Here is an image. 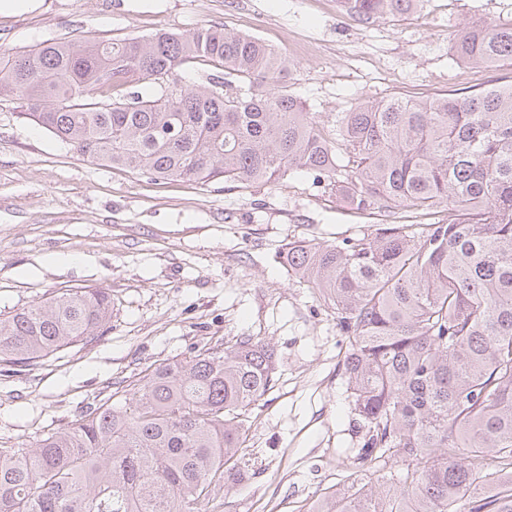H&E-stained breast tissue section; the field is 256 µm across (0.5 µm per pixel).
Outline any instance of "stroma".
<instances>
[{
    "label": "stroma",
    "mask_w": 512,
    "mask_h": 512,
    "mask_svg": "<svg viewBox=\"0 0 512 512\" xmlns=\"http://www.w3.org/2000/svg\"><path fill=\"white\" fill-rule=\"evenodd\" d=\"M489 18L512 19V0H425L367 25L336 0H42L0 16V48L224 25L287 55L289 92L329 125L363 101L512 84V66L467 67L451 51L456 30ZM23 110L0 97V318L87 287L107 289L112 315L99 336L20 371L0 361V448H34L158 363L250 336L275 350L274 385L247 412L239 480L206 512H302L325 488L360 483L348 341L285 255L293 241L366 231L367 219L307 173L202 186L93 164Z\"/></svg>",
    "instance_id": "obj_1"
}]
</instances>
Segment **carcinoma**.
Returning a JSON list of instances; mask_svg holds the SVG:
<instances>
[{"instance_id":"cac0c4a2","label":"carcinoma","mask_w":512,"mask_h":512,"mask_svg":"<svg viewBox=\"0 0 512 512\" xmlns=\"http://www.w3.org/2000/svg\"><path fill=\"white\" fill-rule=\"evenodd\" d=\"M340 2L370 23L423 0ZM451 49L466 66L512 65V21L467 24ZM200 65L213 70L184 85ZM292 74L262 39L215 26L0 53V95L91 162L201 185L301 170L357 214L425 220L289 244L290 270L348 338L362 464L406 465L306 512H512V85L364 102L332 132L288 92ZM111 311L103 288L23 308L0 319V359L97 336ZM274 370L251 337L158 364L34 449L0 448V512H203L237 481L245 413Z\"/></svg>"}]
</instances>
